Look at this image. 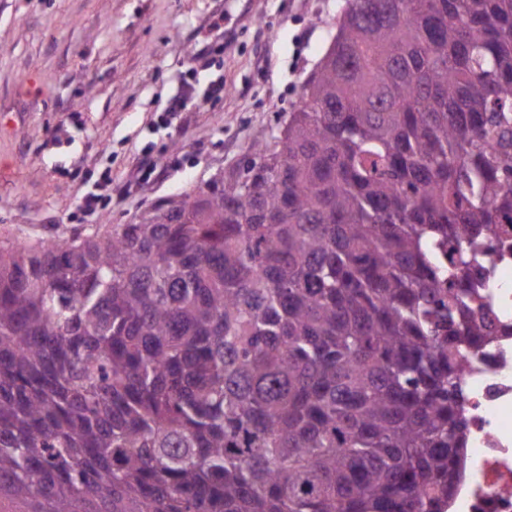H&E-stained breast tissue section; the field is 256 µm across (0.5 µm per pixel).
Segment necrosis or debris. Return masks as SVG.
Masks as SVG:
<instances>
[{"mask_svg":"<svg viewBox=\"0 0 512 512\" xmlns=\"http://www.w3.org/2000/svg\"><path fill=\"white\" fill-rule=\"evenodd\" d=\"M479 291L504 332L461 352L468 448L448 512H512V236L485 256Z\"/></svg>","mask_w":512,"mask_h":512,"instance_id":"necrosis-or-debris-1","label":"necrosis or debris"}]
</instances>
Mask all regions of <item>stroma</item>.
I'll list each match as a JSON object with an SVG mask.
<instances>
[{
	"label": "stroma",
	"instance_id": "obj_1",
	"mask_svg": "<svg viewBox=\"0 0 512 512\" xmlns=\"http://www.w3.org/2000/svg\"><path fill=\"white\" fill-rule=\"evenodd\" d=\"M341 5L0 0V241L131 224L235 167L299 104ZM205 41L214 48L202 67L192 55ZM181 88V119L171 124L166 108ZM146 161L156 172L142 181ZM105 174L109 195L86 218L76 204Z\"/></svg>",
	"mask_w": 512,
	"mask_h": 512
}]
</instances>
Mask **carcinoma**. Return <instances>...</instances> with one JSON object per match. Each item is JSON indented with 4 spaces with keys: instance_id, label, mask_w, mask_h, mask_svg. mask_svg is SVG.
<instances>
[{
    "instance_id": "1",
    "label": "carcinoma",
    "mask_w": 512,
    "mask_h": 512,
    "mask_svg": "<svg viewBox=\"0 0 512 512\" xmlns=\"http://www.w3.org/2000/svg\"><path fill=\"white\" fill-rule=\"evenodd\" d=\"M510 234L512 0H344L243 164L0 241V512H447Z\"/></svg>"
}]
</instances>
